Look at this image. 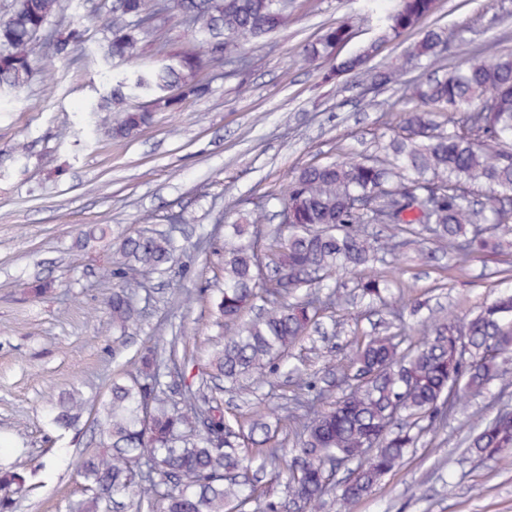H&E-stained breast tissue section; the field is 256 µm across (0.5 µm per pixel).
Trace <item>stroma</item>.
<instances>
[{"instance_id": "obj_1", "label": "stroma", "mask_w": 512, "mask_h": 512, "mask_svg": "<svg viewBox=\"0 0 512 512\" xmlns=\"http://www.w3.org/2000/svg\"><path fill=\"white\" fill-rule=\"evenodd\" d=\"M111 4L64 0L67 23L84 32L81 47L59 56L52 39L41 40L50 78L0 96V457L35 472L17 512H65L83 493L77 458L103 443L92 414L79 432L57 438L45 419L48 391L90 383L105 392L140 350L175 333L196 364L164 368L161 380L178 393L197 386L198 365L222 334L208 289L221 274L225 225L243 221L261 196L284 195L306 164L381 155L411 108L397 84L362 111L357 76L326 83L302 58L306 44L339 23L352 30L339 56L356 51L394 0H289L287 25L243 46L246 69L205 61L197 77L209 83L207 96L154 113L133 139H111L105 113L91 110L112 85L99 53ZM427 26L463 52L512 54V0H439L423 28L385 44L375 64L399 62ZM174 215L181 223H171ZM95 224L107 226V237L81 244V230ZM137 231L169 234L183 254L172 271L149 276L137 298L146 313L117 348L105 314L113 281L103 270L113 245ZM419 250L379 252L368 271L391 279L394 300L458 320L491 303L512 272V253L459 263L445 251L426 261ZM39 280L52 287L37 296ZM335 281L341 303L323 312L319 333L290 349L291 374L254 380L247 397L225 384V416L244 422L268 411L301 379L329 399L342 396L354 372L351 342L391 330L392 318L388 306L360 298L355 276ZM505 405L512 359L483 395L463 397L446 424L423 433L371 493L348 507L329 494L319 512H512V450L483 461L466 452L469 435ZM254 484L248 512H264L270 500L290 512L286 474L259 469Z\"/></svg>"}]
</instances>
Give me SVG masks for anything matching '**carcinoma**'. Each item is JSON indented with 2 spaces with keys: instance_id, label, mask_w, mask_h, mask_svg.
I'll list each match as a JSON object with an SVG mask.
<instances>
[{
  "instance_id": "carcinoma-1",
  "label": "carcinoma",
  "mask_w": 512,
  "mask_h": 512,
  "mask_svg": "<svg viewBox=\"0 0 512 512\" xmlns=\"http://www.w3.org/2000/svg\"><path fill=\"white\" fill-rule=\"evenodd\" d=\"M0 18V90L23 91L40 73L49 72L36 51L51 22L62 19L63 0H16ZM437 0H398L379 20V34L356 53L331 65L325 81L358 74L380 88L399 81L403 71L435 61L449 51L444 31L430 29L392 65L367 67L381 46L414 29L432 14ZM175 13L190 32L198 33L211 60L234 69L247 66L242 45L260 39L288 22V0H112L101 46L106 64L126 65L112 72V87L93 106L109 112L108 132L129 139L150 124L152 113L175 108L206 86L194 81L203 65L198 55L169 53L160 44L154 61L137 64L140 43L158 31L157 22ZM350 31L332 26L304 50L309 63L335 59L336 47ZM77 29L57 43L67 55L81 42ZM414 104L387 145L388 159L333 160L301 168L288 185L279 215L286 224L287 245L267 244L274 275L261 274L254 251L257 224L268 198L254 203L248 224H232L224 239V287L216 304L219 324L228 335L217 343L200 373L198 386L173 395L161 381L163 365L186 363L178 338L147 348L136 372L112 381L99 403L103 446L80 455L77 469L85 495L66 512H112L120 498L136 500L138 512H245L253 484L249 447H263L277 461L284 448H269L273 437L267 416L248 427L225 417L222 389L232 383L274 374L288 352L318 315L340 300L336 290L321 292L338 272L354 273L368 265L383 244L395 254L429 225L436 247L450 249L466 261L512 246V204L487 198L478 208L465 189L512 192V55L497 58L480 52L443 78L405 85ZM448 113V128L435 113ZM389 232L380 239L373 228ZM177 246L166 234L123 237L112 251L108 274L120 281L106 302L112 332L125 333L143 316L137 307V278L170 269ZM363 294L381 297L380 278L361 279ZM263 302L249 320L243 313ZM425 336L417 345L402 336H367L357 343L354 374L341 397L329 402L323 393L305 392L297 384L287 397L288 416L300 443L301 465L290 470L294 504L314 512L330 490L326 463L355 464L354 479L339 486L343 505L368 495L381 478L402 462L418 436L447 420L457 401L450 388L478 394L496 377L498 358L512 354V291L506 290L467 321L429 314ZM465 332L469 354H455L451 336ZM94 404L82 390L48 393L45 413L60 434L77 431ZM477 457L512 449V411L502 409L470 436ZM32 473L0 462V512H15V497L29 488Z\"/></svg>"
}]
</instances>
